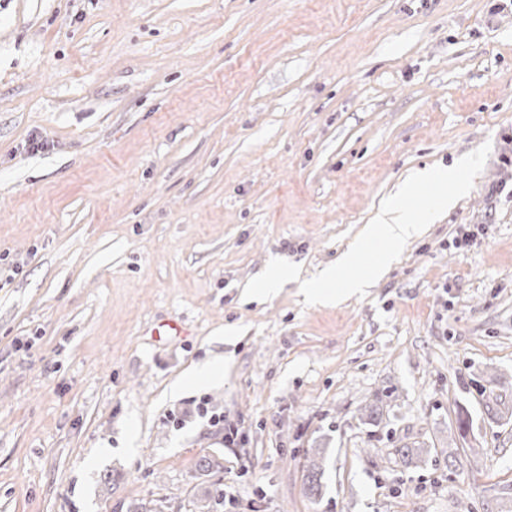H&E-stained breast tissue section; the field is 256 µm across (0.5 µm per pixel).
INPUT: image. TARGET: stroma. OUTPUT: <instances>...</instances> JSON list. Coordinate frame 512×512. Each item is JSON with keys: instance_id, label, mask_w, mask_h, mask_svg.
Masks as SVG:
<instances>
[{"instance_id": "1", "label": "stroma", "mask_w": 512, "mask_h": 512, "mask_svg": "<svg viewBox=\"0 0 512 512\" xmlns=\"http://www.w3.org/2000/svg\"><path fill=\"white\" fill-rule=\"evenodd\" d=\"M485 143L365 296L242 300ZM212 489L217 512L512 507V0H0V512ZM305 489L312 499H318L322 495L324 469L322 464L317 462L316 457L309 459V465L305 470Z\"/></svg>"}]
</instances>
